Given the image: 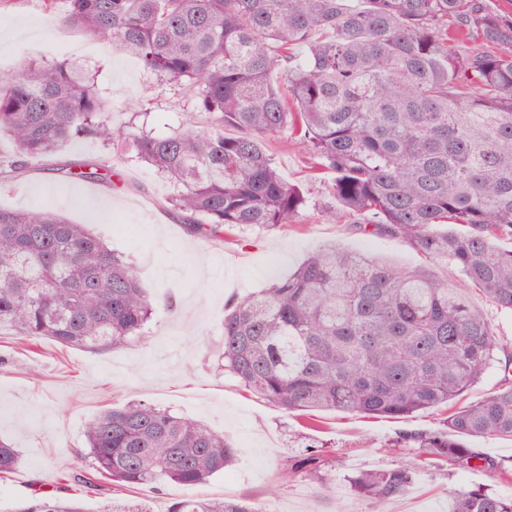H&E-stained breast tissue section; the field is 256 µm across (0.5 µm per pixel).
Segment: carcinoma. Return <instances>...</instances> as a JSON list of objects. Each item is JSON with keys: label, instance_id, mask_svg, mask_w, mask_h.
Instances as JSON below:
<instances>
[{"label": "carcinoma", "instance_id": "1", "mask_svg": "<svg viewBox=\"0 0 512 512\" xmlns=\"http://www.w3.org/2000/svg\"><path fill=\"white\" fill-rule=\"evenodd\" d=\"M61 24L118 46L192 91L195 111L156 135L112 122L93 78L63 62L21 63L0 79V191L31 158L92 137L165 177L191 232L276 229L307 207L265 137H299L331 193L377 233L424 258L414 267L335 247L286 278L237 299L224 315V372L286 411L408 419L456 402L499 362L491 322L461 286L437 279L445 260L463 283L512 312V22L481 0H42ZM457 34L448 35V21ZM306 47L293 63L289 49ZM282 73L287 91L271 76ZM237 131L225 135V129ZM69 177L108 181L112 166L65 161ZM153 305L132 265L83 224L48 210L0 206V333L35 345L115 348L143 335ZM512 357L504 380L460 406L444 428L410 432L406 466L349 479L372 512L404 494L424 456L465 468L468 437L512 439ZM85 467L65 477L88 490L224 471L237 448L207 426L146 403L109 406L84 428ZM20 454L0 440V475ZM15 512H84L42 495ZM101 512H150L113 500ZM169 512H255L244 501L183 498ZM452 512H512V496L459 493Z\"/></svg>", "mask_w": 512, "mask_h": 512}]
</instances>
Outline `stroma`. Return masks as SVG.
<instances>
[{
  "label": "stroma",
  "mask_w": 512,
  "mask_h": 512,
  "mask_svg": "<svg viewBox=\"0 0 512 512\" xmlns=\"http://www.w3.org/2000/svg\"><path fill=\"white\" fill-rule=\"evenodd\" d=\"M23 60L67 61L96 74L112 104L115 125L132 121L160 134L178 127L192 111L191 92L144 71L115 45L51 22L41 0H16L0 12V76ZM280 175L301 188L308 207L285 228L254 229L218 244L190 233L167 202L170 188L134 155L113 160L99 142L79 138L56 158H33L17 189L0 194V206L45 209L85 224L115 251L129 255L154 302L145 335L109 350L60 348L43 341L22 351L16 337L0 335V439L21 455L13 473L0 477V512L35 494L79 499L98 512L100 498L65 484L64 473L80 468L83 426L105 406L143 401L190 417L230 438L238 448L224 473L194 489L172 482L122 492L168 512L190 495L247 499L255 512H371L348 479L362 471L386 470L414 460L416 450L399 446L402 434L442 427L446 411L433 409L407 420L321 412L314 428L301 413L285 412L244 392L220 368L224 312L239 297L288 276L312 251L336 246L401 265L420 255L401 239L366 230L361 216L331 218L330 185L310 178L312 159L289 133L266 139ZM111 160V183L84 189L54 172L57 161ZM321 445L325 464L317 474L282 478L285 460ZM480 455L459 469L431 458L409 490L390 500L387 512H451L455 491L482 487L512 495V477L498 463L512 462V440L472 438Z\"/></svg>",
  "instance_id": "1"
}]
</instances>
